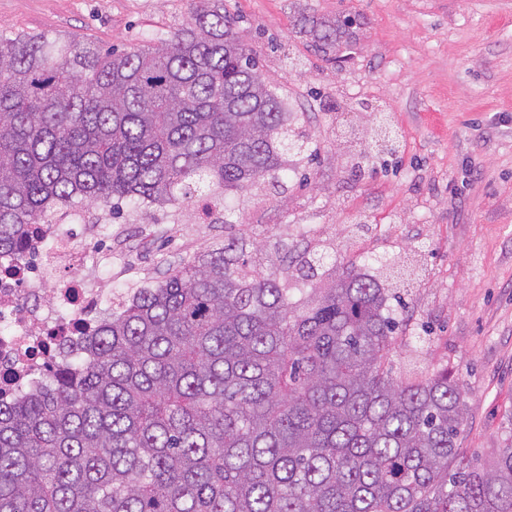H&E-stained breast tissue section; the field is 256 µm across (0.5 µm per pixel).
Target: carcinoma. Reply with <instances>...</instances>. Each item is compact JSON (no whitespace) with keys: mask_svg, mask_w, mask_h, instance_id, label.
<instances>
[{"mask_svg":"<svg viewBox=\"0 0 512 512\" xmlns=\"http://www.w3.org/2000/svg\"><path fill=\"white\" fill-rule=\"evenodd\" d=\"M356 24L305 33L328 56ZM305 151L224 0L123 52L0 33V254L77 203L227 197ZM329 254L264 272L231 240L136 289L89 361L0 400V512H512V433L466 457L459 387L395 376L393 293Z\"/></svg>","mask_w":512,"mask_h":512,"instance_id":"1","label":"carcinoma"}]
</instances>
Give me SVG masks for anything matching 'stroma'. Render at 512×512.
I'll return each mask as SVG.
<instances>
[{
  "mask_svg": "<svg viewBox=\"0 0 512 512\" xmlns=\"http://www.w3.org/2000/svg\"><path fill=\"white\" fill-rule=\"evenodd\" d=\"M310 153L246 196L231 223L192 208L120 212L86 270L120 294L240 238L336 241L338 263L396 259L395 367L447 369L468 404L460 446L488 460L512 430V0H224ZM190 0H0V30L119 51L166 38ZM351 15L338 60L303 28Z\"/></svg>",
  "mask_w": 512,
  "mask_h": 512,
  "instance_id": "obj_1",
  "label": "stroma"
}]
</instances>
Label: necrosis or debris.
<instances>
[{
  "label": "necrosis or debris",
  "instance_id": "obj_1",
  "mask_svg": "<svg viewBox=\"0 0 512 512\" xmlns=\"http://www.w3.org/2000/svg\"><path fill=\"white\" fill-rule=\"evenodd\" d=\"M106 224L109 205L81 214L69 212L65 220L42 225L41 235L28 241L40 256L37 267L26 268L21 277L0 276V398L15 400L33 390L46 365L63 361L87 362V334L103 314L111 312L112 299L99 288L78 280L56 284L53 302L42 307L33 301V289L42 285L57 258L70 268L84 269L91 257L71 237L69 224Z\"/></svg>",
  "mask_w": 512,
  "mask_h": 512
}]
</instances>
